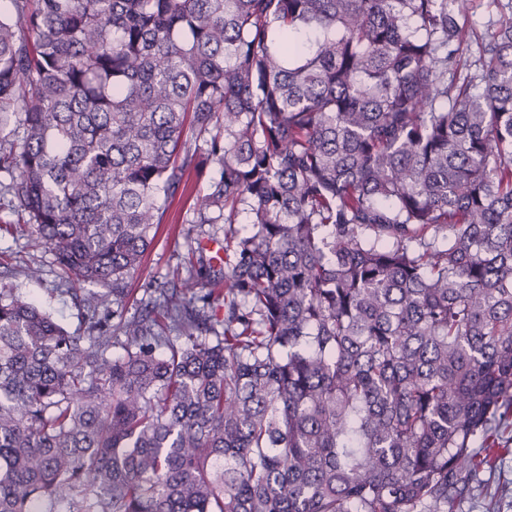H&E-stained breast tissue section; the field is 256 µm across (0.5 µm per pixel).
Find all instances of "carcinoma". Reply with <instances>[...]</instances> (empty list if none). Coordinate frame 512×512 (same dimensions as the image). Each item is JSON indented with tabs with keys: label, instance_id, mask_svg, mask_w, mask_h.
Segmentation results:
<instances>
[{
	"label": "carcinoma",
	"instance_id": "cac0c4a2",
	"mask_svg": "<svg viewBox=\"0 0 512 512\" xmlns=\"http://www.w3.org/2000/svg\"><path fill=\"white\" fill-rule=\"evenodd\" d=\"M11 3L0 191L104 290L0 288V512H453L512 443V20L462 72L465 0ZM210 165L223 262L128 313Z\"/></svg>",
	"mask_w": 512,
	"mask_h": 512
}]
</instances>
